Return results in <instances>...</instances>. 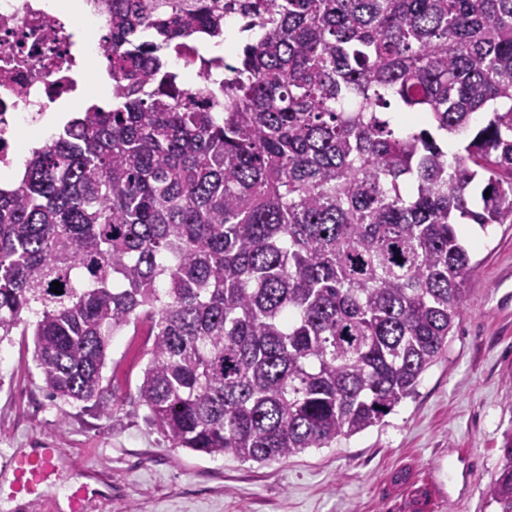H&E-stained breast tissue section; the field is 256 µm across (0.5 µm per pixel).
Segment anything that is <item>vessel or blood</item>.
<instances>
[{
  "instance_id": "1",
  "label": "vessel or blood",
  "mask_w": 512,
  "mask_h": 512,
  "mask_svg": "<svg viewBox=\"0 0 512 512\" xmlns=\"http://www.w3.org/2000/svg\"><path fill=\"white\" fill-rule=\"evenodd\" d=\"M68 455L60 448H35L13 453L7 466L12 476L11 485L16 491L41 488L43 495H51L53 477L61 467L69 465ZM99 500L101 507H108L110 501L105 498L97 486L94 474H87L85 481L75 486L67 497V512H82L84 503Z\"/></svg>"
}]
</instances>
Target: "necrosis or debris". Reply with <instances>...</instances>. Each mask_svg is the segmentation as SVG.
Here are the masks:
<instances>
[{
    "label": "necrosis or debris",
    "mask_w": 512,
    "mask_h": 512,
    "mask_svg": "<svg viewBox=\"0 0 512 512\" xmlns=\"http://www.w3.org/2000/svg\"><path fill=\"white\" fill-rule=\"evenodd\" d=\"M77 0H0V177L22 168L28 150L49 148L54 137L41 121L75 99L88 77L107 63L101 32L109 14L84 0L96 20L87 27Z\"/></svg>",
    "instance_id": "obj_1"
}]
</instances>
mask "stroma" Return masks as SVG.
Here are the masks:
<instances>
[{
    "mask_svg": "<svg viewBox=\"0 0 512 512\" xmlns=\"http://www.w3.org/2000/svg\"><path fill=\"white\" fill-rule=\"evenodd\" d=\"M473 269L448 348L383 424L330 448L259 464L172 447L132 402L147 324L113 336L103 375L124 406L105 414L51 399L31 337L0 343V465L25 448L64 449L58 496L96 473L112 512H496L485 489L512 432V224L461 227Z\"/></svg>",
    "mask_w": 512,
    "mask_h": 512,
    "instance_id": "35a3bbf8",
    "label": "stroma"
}]
</instances>
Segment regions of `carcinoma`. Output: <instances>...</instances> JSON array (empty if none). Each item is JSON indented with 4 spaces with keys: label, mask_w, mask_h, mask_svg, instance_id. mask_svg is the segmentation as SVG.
<instances>
[{
    "label": "carcinoma",
    "mask_w": 512,
    "mask_h": 512,
    "mask_svg": "<svg viewBox=\"0 0 512 512\" xmlns=\"http://www.w3.org/2000/svg\"><path fill=\"white\" fill-rule=\"evenodd\" d=\"M233 3L235 63L187 90L171 57L224 48V0H104L112 108L0 186V344L110 414L112 336L145 319L146 423L266 464L384 423L448 346L458 225L512 224V0Z\"/></svg>",
    "instance_id": "1"
}]
</instances>
